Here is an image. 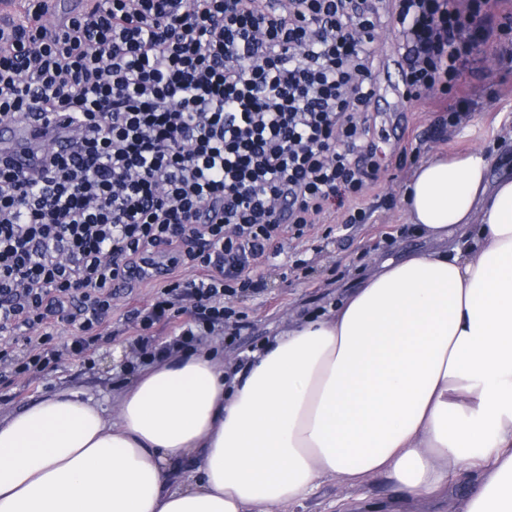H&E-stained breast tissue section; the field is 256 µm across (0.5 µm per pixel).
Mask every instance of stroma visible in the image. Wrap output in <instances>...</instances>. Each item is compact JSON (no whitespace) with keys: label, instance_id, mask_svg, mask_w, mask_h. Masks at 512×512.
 <instances>
[{"label":"stroma","instance_id":"1","mask_svg":"<svg viewBox=\"0 0 512 512\" xmlns=\"http://www.w3.org/2000/svg\"><path fill=\"white\" fill-rule=\"evenodd\" d=\"M488 73L482 84L466 74L459 78L457 94L473 100L475 110L470 121L448 130L446 140H428L424 134L448 108V100L433 96L409 106L403 124L409 145L420 161L437 154L455 155L477 144L491 150L501 137L512 133V58L490 65ZM412 173L409 167L395 171L392 181L382 183L371 194L368 203L374 213L368 223L340 231L336 214L330 213L306 236L293 240L290 255L309 260L308 269L268 264L255 268V275L263 278L266 286L237 302L246 316L238 348H226L223 337L207 336L202 340V350L214 352L225 366H234L253 346L280 334L290 322L327 311L357 287L370 272L374 259L397 258L430 248V241L416 235L407 220L403 196ZM163 285L160 279L144 282L118 299L112 319L104 328L105 338L91 360L67 359L44 377H20L11 387L1 389L0 414L22 410L47 394L67 388L93 393L106 405L115 404L133 378L128 363L136 346L137 331L124 322L123 316L131 309L148 306ZM477 486L476 479L458 473L436 510L426 503L403 502L401 492L380 476L370 479L364 494L371 512H456L458 499Z\"/></svg>","mask_w":512,"mask_h":512}]
</instances>
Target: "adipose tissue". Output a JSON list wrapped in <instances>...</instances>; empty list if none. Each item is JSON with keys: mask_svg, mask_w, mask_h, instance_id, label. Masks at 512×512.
Masks as SVG:
<instances>
[{"mask_svg": "<svg viewBox=\"0 0 512 512\" xmlns=\"http://www.w3.org/2000/svg\"><path fill=\"white\" fill-rule=\"evenodd\" d=\"M490 166H417L407 216L437 249L380 262L233 378L200 352L114 409L62 390L0 418V512H278L376 475L436 503L461 471L481 488L459 512H512V164Z\"/></svg>", "mask_w": 512, "mask_h": 512, "instance_id": "obj_1", "label": "adipose tissue"}]
</instances>
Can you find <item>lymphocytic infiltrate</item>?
Returning a JSON list of instances; mask_svg holds the SVG:
<instances>
[{
  "label": "lymphocytic infiltrate",
  "instance_id": "1",
  "mask_svg": "<svg viewBox=\"0 0 512 512\" xmlns=\"http://www.w3.org/2000/svg\"><path fill=\"white\" fill-rule=\"evenodd\" d=\"M26 2L0 20V139L43 129L0 155V335L23 339L0 347L1 385L87 358L119 295L160 277L125 316L137 364L218 330L236 347L254 268L327 211L367 223L369 192L408 159L403 130L374 136L387 20L409 103L484 80L473 55L512 33L490 0H87L62 24Z\"/></svg>",
  "mask_w": 512,
  "mask_h": 512
}]
</instances>
